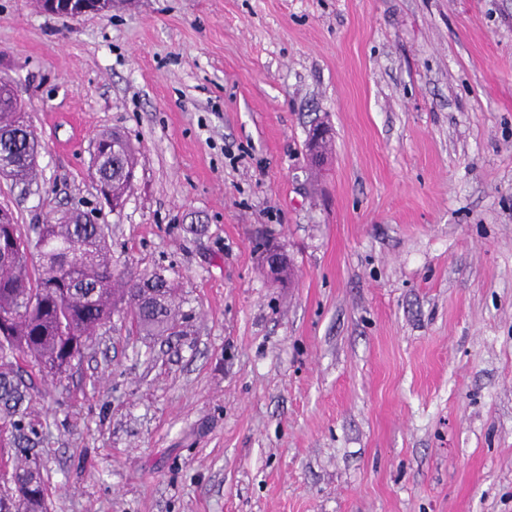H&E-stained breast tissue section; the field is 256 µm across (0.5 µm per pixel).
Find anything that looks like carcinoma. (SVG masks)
<instances>
[{
  "mask_svg": "<svg viewBox=\"0 0 512 512\" xmlns=\"http://www.w3.org/2000/svg\"><path fill=\"white\" fill-rule=\"evenodd\" d=\"M12 102L0 89V176L29 180L40 144L31 126L13 120ZM97 171L112 200L131 188L134 153L119 133L96 141ZM108 231L82 213L39 224L30 234L15 217L0 223V315L13 317L0 337V447L32 448L37 433L26 425L30 400L25 367L44 376L66 372L87 349L86 342L112 319L118 291L126 315L147 336L174 328L177 289L161 271L136 277L112 269ZM21 479L15 512H45V488L38 471L16 469Z\"/></svg>",
  "mask_w": 512,
  "mask_h": 512,
  "instance_id": "1",
  "label": "carcinoma"
}]
</instances>
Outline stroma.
Here are the masks:
<instances>
[{
  "mask_svg": "<svg viewBox=\"0 0 512 512\" xmlns=\"http://www.w3.org/2000/svg\"><path fill=\"white\" fill-rule=\"evenodd\" d=\"M0 76L43 145L0 205L98 212L182 296L173 335L117 314L33 375L40 443L0 458L47 512H512V0H0ZM40 2L46 13L69 18L89 13L103 14L112 7V0H40ZM99 159L97 171L112 197V201L123 200L133 182L129 175L135 169L134 153L119 133L100 137L96 143ZM19 473L22 484L13 488L11 497L16 491L15 511L7 512H44L45 511V488L43 480L38 471L29 467H20L14 470Z\"/></svg>",
  "mask_w": 512,
  "mask_h": 512,
  "instance_id": "1",
  "label": "stroma"
}]
</instances>
